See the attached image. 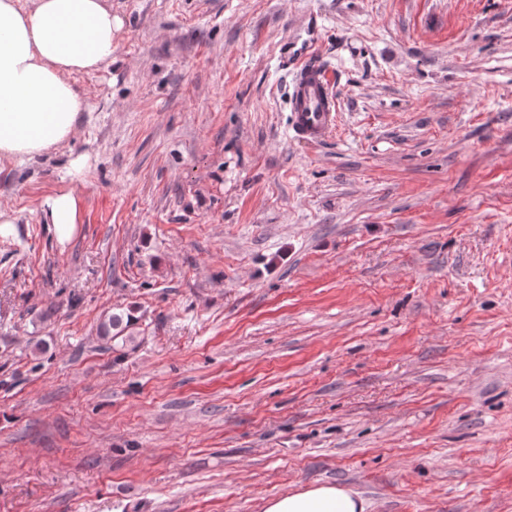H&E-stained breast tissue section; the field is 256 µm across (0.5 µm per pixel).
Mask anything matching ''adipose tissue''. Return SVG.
Listing matches in <instances>:
<instances>
[{
    "instance_id": "adipose-tissue-1",
    "label": "adipose tissue",
    "mask_w": 512,
    "mask_h": 512,
    "mask_svg": "<svg viewBox=\"0 0 512 512\" xmlns=\"http://www.w3.org/2000/svg\"><path fill=\"white\" fill-rule=\"evenodd\" d=\"M108 0H0V158L22 160L69 140L87 102L72 72L109 65L116 52ZM338 484L273 497L263 512H366Z\"/></svg>"
}]
</instances>
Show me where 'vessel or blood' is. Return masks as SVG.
Listing matches in <instances>:
<instances>
[{"label":"vessel or blood","instance_id":"b4317fda","mask_svg":"<svg viewBox=\"0 0 512 512\" xmlns=\"http://www.w3.org/2000/svg\"><path fill=\"white\" fill-rule=\"evenodd\" d=\"M288 89L291 138L318 143L327 138L337 124L335 73L319 51L301 48L289 64Z\"/></svg>","mask_w":512,"mask_h":512}]
</instances>
